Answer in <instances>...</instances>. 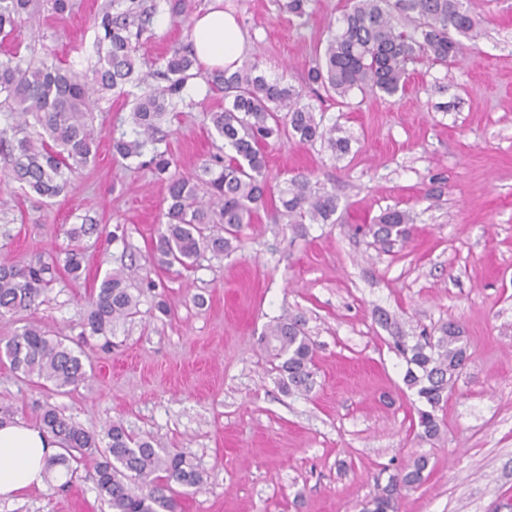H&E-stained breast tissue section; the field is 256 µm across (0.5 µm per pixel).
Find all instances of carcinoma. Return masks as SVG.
I'll return each instance as SVG.
<instances>
[{"label":"carcinoma","mask_w":512,"mask_h":512,"mask_svg":"<svg viewBox=\"0 0 512 512\" xmlns=\"http://www.w3.org/2000/svg\"><path fill=\"white\" fill-rule=\"evenodd\" d=\"M313 3L286 0L284 7L302 19ZM163 7L173 23L186 21L184 0H105L94 17L97 60L84 71L57 63L48 53L37 59L23 54L20 35L40 21V0H0V39L10 43L0 53V171L27 196L36 195L44 203L59 197L71 178L96 158L94 107L109 100L111 91L123 94L128 85L140 89L131 103L128 129L112 138V152L123 160L147 155L141 165L166 176L167 206L156 229L154 255L166 270L190 269L208 253L219 257L235 251L242 225L272 201L265 176L269 142L320 141L340 159L350 153L351 137L335 122L324 125L302 102L301 90L267 78L257 60L232 73L224 69L204 75L186 45L172 50L159 69H143L131 40L151 30ZM484 36L471 0H350L323 51L315 52L306 85L338 96L345 106L355 89L393 98L408 89V66L454 62L466 44L475 47ZM200 76L224 93V110L206 116L211 134L224 141L225 152L211 156L202 175L188 177L171 171L174 159L157 144L164 138L163 118L184 101L189 81ZM336 209L333 191L300 174L279 189L275 206L297 236L306 233L308 224L328 223ZM411 222L408 212L388 208L365 225L364 233L373 244L386 245L405 239ZM63 269L75 283L84 279L80 248L68 250ZM57 271L54 260L0 266V317L34 306ZM130 278L128 268H115L88 294L84 328L90 335L106 338L137 313L139 300L128 287ZM378 320L390 329L393 348L406 362L404 384L423 403L417 409L418 436L432 440L441 429L437 411L468 360L462 331L446 323L436 336H409L389 313L378 312ZM262 340L283 387L310 393L314 344L302 321L280 318L268 325ZM0 357L21 378L35 377L57 391L89 378L81 352L49 336L40 324H28L0 339ZM39 421L61 446L47 467L67 468L72 452H81L108 512H179L176 487L198 490L205 483L203 472L186 453L156 448L121 423H112L101 435L50 405L42 409ZM428 464L427 457L420 456L389 475L365 512H397L402 492L424 480Z\"/></svg>","instance_id":"obj_1"}]
</instances>
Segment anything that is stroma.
Returning a JSON list of instances; mask_svg holds the SVG:
<instances>
[{
  "label": "stroma",
  "instance_id": "stroma-1",
  "mask_svg": "<svg viewBox=\"0 0 512 512\" xmlns=\"http://www.w3.org/2000/svg\"><path fill=\"white\" fill-rule=\"evenodd\" d=\"M102 2L73 0L62 16L43 6L25 45L37 55L52 49L65 64L85 60ZM285 2L223 0L243 30V59L302 88L304 102L354 138L341 159L295 139L266 149L272 189L300 173L335 188L333 223L297 237L265 209L243 225L231 255L154 269L166 182L113 157L128 112L113 96L94 113L95 161L53 204L0 180V202L15 218L9 238L0 237V265L56 255L69 247L72 225L97 222L82 240L85 282L58 273L35 307L0 318V338L35 321L80 347L92 377L48 392L0 361V407L34 424L49 403L87 428L119 422L156 447L186 450L206 482L184 496L182 512H363L389 474L419 456L429 459L425 479L398 512H512V0H475L487 34L463 59L417 65L404 96L369 97L350 110L305 86L346 0H315L303 23ZM189 40L163 13L137 54L158 66ZM223 107V95L197 79L169 114L163 147L181 174L200 172L215 153L206 115ZM390 206L413 223L408 239L384 250L361 227ZM118 225L125 237L116 241ZM123 262L136 268L129 285L138 313L106 348L82 332L84 298ZM161 299L170 316L155 311ZM382 310L412 336L448 322L463 329L470 358L434 440L418 435L419 401L403 382L406 365L378 320ZM283 315L300 318L315 343L305 397L278 385L261 341ZM102 510L81 464L72 477L59 468L42 487L0 499V512Z\"/></svg>",
  "mask_w": 512,
  "mask_h": 512
}]
</instances>
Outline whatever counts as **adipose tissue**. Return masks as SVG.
Masks as SVG:
<instances>
[{
    "instance_id": "obj_1",
    "label": "adipose tissue",
    "mask_w": 512,
    "mask_h": 512,
    "mask_svg": "<svg viewBox=\"0 0 512 512\" xmlns=\"http://www.w3.org/2000/svg\"><path fill=\"white\" fill-rule=\"evenodd\" d=\"M193 52L208 68L235 69L244 49L236 19L208 8L193 24ZM58 441L22 420L0 424V498L10 499L25 489L42 486L45 466Z\"/></svg>"
}]
</instances>
